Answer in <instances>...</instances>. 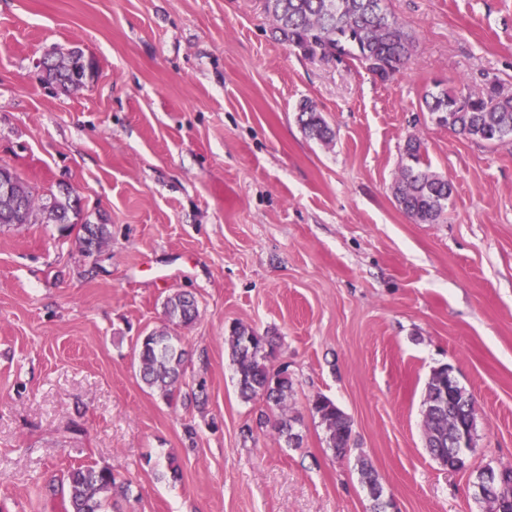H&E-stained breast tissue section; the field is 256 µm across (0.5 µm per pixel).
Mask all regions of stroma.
<instances>
[{
  "label": "stroma",
  "mask_w": 512,
  "mask_h": 512,
  "mask_svg": "<svg viewBox=\"0 0 512 512\" xmlns=\"http://www.w3.org/2000/svg\"><path fill=\"white\" fill-rule=\"evenodd\" d=\"M264 4L0 0V164L43 196L71 186L110 231L89 255L55 224L0 229V512H63L45 487L76 464L130 481L119 512H371L361 455L398 512H487L474 472L512 464V139L458 136L423 103L486 74L512 89V0H387L415 39L387 81L303 56ZM73 47L97 71L64 93L36 62ZM305 101L331 142L303 130ZM412 135L453 187L438 224L392 195ZM177 291L198 301L181 387L205 386L201 408L134 364ZM236 323L274 336L300 447L240 400ZM444 364L475 400L461 472L425 446ZM319 393L354 454L327 448ZM313 416L318 417L324 429L327 448L335 456H345L351 451L352 422L329 398L317 394L308 400Z\"/></svg>",
  "instance_id": "1"
}]
</instances>
